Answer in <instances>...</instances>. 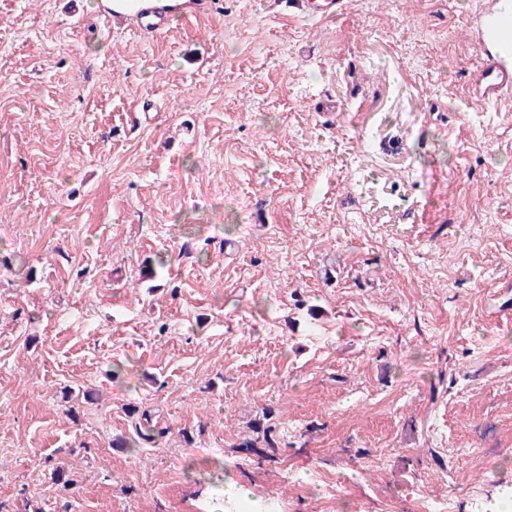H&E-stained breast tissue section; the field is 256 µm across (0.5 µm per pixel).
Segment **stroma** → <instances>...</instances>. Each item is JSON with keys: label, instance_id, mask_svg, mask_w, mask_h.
Instances as JSON below:
<instances>
[{"label": "stroma", "instance_id": "stroma-1", "mask_svg": "<svg viewBox=\"0 0 512 512\" xmlns=\"http://www.w3.org/2000/svg\"><path fill=\"white\" fill-rule=\"evenodd\" d=\"M99 2L0 0V502L498 512L512 98L467 94L483 0H224L155 39ZM132 407L155 446L115 447ZM267 408L277 448L246 447ZM294 11L304 19L329 20L346 11L350 2L346 0H291Z\"/></svg>", "mask_w": 512, "mask_h": 512}]
</instances>
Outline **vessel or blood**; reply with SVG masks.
Here are the masks:
<instances>
[{
	"label": "vessel or blood",
	"mask_w": 512,
	"mask_h": 512,
	"mask_svg": "<svg viewBox=\"0 0 512 512\" xmlns=\"http://www.w3.org/2000/svg\"><path fill=\"white\" fill-rule=\"evenodd\" d=\"M292 4L300 17L321 21L349 7L348 0H292ZM496 4L497 0H488L487 6L472 14L467 23L482 52L481 62L472 71L469 84L478 100L487 105L512 94V65L504 62L505 57H512V24L499 20ZM102 20L104 26L125 24L143 36L156 37L169 28L162 0H110Z\"/></svg>",
	"instance_id": "vessel-or-blood-1"
}]
</instances>
